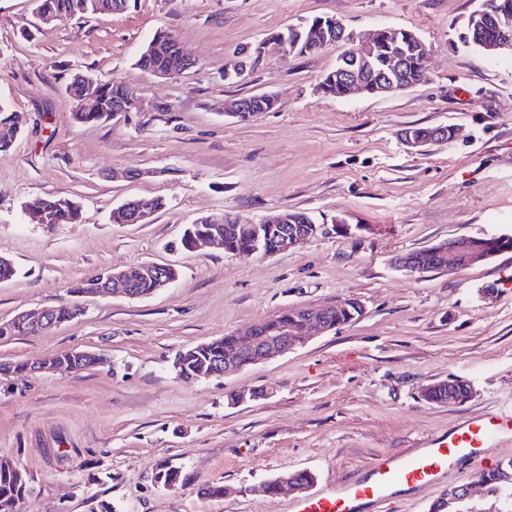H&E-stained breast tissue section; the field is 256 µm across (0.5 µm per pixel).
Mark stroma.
<instances>
[{
    "mask_svg": "<svg viewBox=\"0 0 512 512\" xmlns=\"http://www.w3.org/2000/svg\"><path fill=\"white\" fill-rule=\"evenodd\" d=\"M480 0H130L98 19L37 24L34 0H0V99L25 120L0 154V323L20 312L80 306L50 333L0 336V459L25 469L19 512H295L297 493L258 494L285 472L312 475L309 494L336 489L381 454L446 435L492 407L512 406V251L456 274L410 275L396 257L462 236L512 233V59L461 36ZM316 16L355 36L408 30L430 51L426 82L393 96L323 95L343 52L268 46L235 81L242 48ZM176 36L194 65L176 80L136 59L156 31ZM122 81L143 109L103 123L74 120L72 74ZM275 96L241 121L224 104ZM453 125L424 151L409 127ZM143 176L128 179V172ZM76 201L74 224L49 226L24 203ZM161 197L150 224L113 223L130 198ZM307 212L317 237L275 255L189 251L187 224L228 214L253 224ZM173 266L178 278L142 299L87 297L78 282L108 269ZM351 298L355 321L275 360L207 380L178 377L183 349L240 334L295 307ZM69 351L101 365L29 369ZM460 379L462 402L430 403L423 386ZM251 392L232 405L230 394ZM179 470L174 485L159 472ZM398 491L384 512H429L468 479ZM224 488L207 495L209 485Z\"/></svg>",
    "mask_w": 512,
    "mask_h": 512,
    "instance_id": "1",
    "label": "stroma"
}]
</instances>
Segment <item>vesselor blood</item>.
Segmentation results:
<instances>
[{
	"label": "vessel or blood",
	"instance_id": "1",
	"mask_svg": "<svg viewBox=\"0 0 512 512\" xmlns=\"http://www.w3.org/2000/svg\"><path fill=\"white\" fill-rule=\"evenodd\" d=\"M508 435H512V407L487 411L465 420L448 436L429 439L425 447L378 457L369 476L302 499L296 512H361L365 507L378 512L397 490L431 486L461 463L484 459L488 449Z\"/></svg>",
	"mask_w": 512,
	"mask_h": 512
}]
</instances>
